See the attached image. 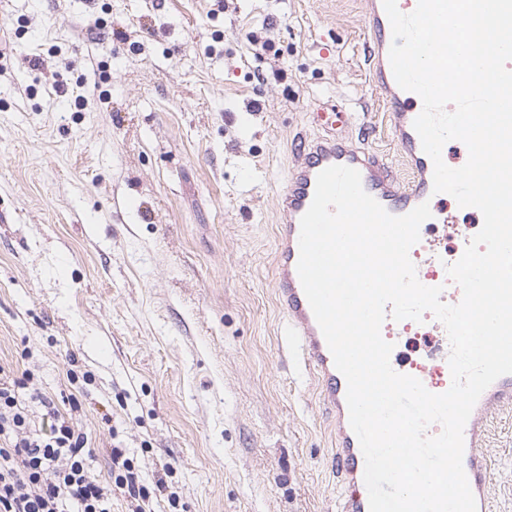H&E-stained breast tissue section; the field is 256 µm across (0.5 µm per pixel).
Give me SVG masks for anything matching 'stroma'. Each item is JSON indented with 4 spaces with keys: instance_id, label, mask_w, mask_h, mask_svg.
<instances>
[{
    "instance_id": "1",
    "label": "stroma",
    "mask_w": 512,
    "mask_h": 512,
    "mask_svg": "<svg viewBox=\"0 0 512 512\" xmlns=\"http://www.w3.org/2000/svg\"><path fill=\"white\" fill-rule=\"evenodd\" d=\"M364 10L0 0V365L77 397L99 478L113 428L143 482L170 469L154 512H341L336 424L276 301V209L329 105L411 177ZM485 428L491 512H512V408Z\"/></svg>"
}]
</instances>
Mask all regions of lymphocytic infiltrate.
Segmentation results:
<instances>
[{"instance_id":"1","label":"lymphocytic infiltrate","mask_w":512,"mask_h":512,"mask_svg":"<svg viewBox=\"0 0 512 512\" xmlns=\"http://www.w3.org/2000/svg\"><path fill=\"white\" fill-rule=\"evenodd\" d=\"M30 372L14 376L0 366V512H112V492L129 498L132 512H152L168 489L165 476L143 483L131 458L111 446L110 481L92 463L98 450L72 418L29 388ZM41 402L53 420L50 433L37 428L28 410Z\"/></svg>"}]
</instances>
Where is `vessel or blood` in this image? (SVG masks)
Here are the masks:
<instances>
[{
    "mask_svg": "<svg viewBox=\"0 0 512 512\" xmlns=\"http://www.w3.org/2000/svg\"><path fill=\"white\" fill-rule=\"evenodd\" d=\"M366 28L374 61L372 83L382 93L393 116L394 140L412 172L411 180L405 185L399 183L382 159L336 137L334 130L345 122V113L318 112L313 120L325 133L302 147V157L290 169L286 188L278 200L277 290L287 317L285 331L292 351L317 371L324 399L336 415V461L346 484L342 512H369L368 492L363 488L365 459L350 426L346 379L334 364L298 276L300 220L312 203L318 174L334 165L356 169L364 190L395 216L407 214L425 202L437 206L444 199L443 194L433 190V162L424 152L413 126L423 102L418 94L400 88L392 72L389 60L392 28L382 0H368ZM409 257L416 264L417 277L422 284L441 288L442 302L455 305L461 301L462 290L447 273L448 250L438 240L421 237L410 249ZM390 364L394 371L417 378L435 394L446 392L452 384L451 371L447 368L439 371L409 362L396 352L391 353ZM505 406H512V374L501 376L483 392L464 429L463 468L472 492L483 501L488 497L482 448L483 416L491 408Z\"/></svg>",
    "mask_w": 512,
    "mask_h": 512,
    "instance_id": "vessel-or-blood-1",
    "label": "vessel or blood"
}]
</instances>
